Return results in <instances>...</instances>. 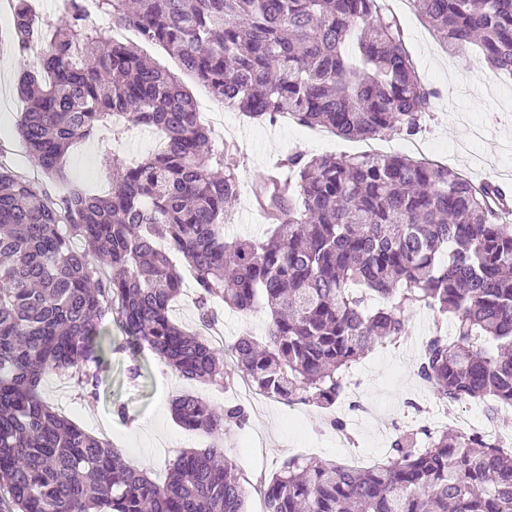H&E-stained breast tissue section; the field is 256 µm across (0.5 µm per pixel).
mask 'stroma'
Returning a JSON list of instances; mask_svg holds the SVG:
<instances>
[{
    "mask_svg": "<svg viewBox=\"0 0 512 512\" xmlns=\"http://www.w3.org/2000/svg\"><path fill=\"white\" fill-rule=\"evenodd\" d=\"M381 5L399 19L423 82L438 92L423 131L413 137L347 139L285 117L258 122L237 111L227 112L224 103L197 78L182 71L178 59L163 46L144 44L151 59L177 74L197 110L225 121L223 128L214 129L213 136L234 145L240 183L238 198L227 207L225 230L229 235L250 239L265 234L268 223L253 206L252 189L272 165L296 150L338 157L362 153L425 157L458 170L473 182L489 180L512 193V78L483 65L476 48H466L460 55L449 52L419 15L413 0H381ZM10 17L7 0H0V65L19 74L36 67L37 58L14 50ZM20 106L15 85L0 88V162L38 189L56 192L58 184L42 175L17 133ZM112 164L98 138L77 144L66 156V170L73 181L99 193L109 188L104 172ZM220 313L226 339H235L246 330L260 338L267 333L270 318L265 309L241 312L224 305ZM435 319L428 308L410 307L405 342L375 348L353 366L359 396L373 405L376 413L358 418L348 413L347 402H339L337 408L346 414L348 434L341 446L336 443L337 431L324 425V413L315 406L290 407L261 396L247 397L236 392L231 382L187 381L147 351L110 355L99 372L98 396L87 394L65 373L47 375L40 394L87 432L115 442L128 465L147 471L159 482L180 452L204 447L202 436L183 429L171 416L172 399L186 391L217 409L227 402L250 407V426L224 435L229 456L246 477L274 470L282 458L292 454L366 467L385 459L395 436L394 422L407 415L415 425H424L426 418L417 415V407L437 402L434 391L417 377L414 360L421 341L432 333ZM134 365L142 368V376L136 380L127 374ZM121 406L127 412L123 421L116 415Z\"/></svg>",
    "mask_w": 512,
    "mask_h": 512,
    "instance_id": "35a3bbf8",
    "label": "stroma"
}]
</instances>
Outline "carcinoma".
Here are the masks:
<instances>
[{
  "mask_svg": "<svg viewBox=\"0 0 512 512\" xmlns=\"http://www.w3.org/2000/svg\"><path fill=\"white\" fill-rule=\"evenodd\" d=\"M114 27L158 43L224 104L260 120L288 116L349 139L413 136L436 91L421 81L397 17L378 0H99ZM448 50L474 46L512 76V0H417ZM17 49L38 71L18 82L19 133L48 178L67 180L66 151L102 128L145 125L157 150L118 157L111 191L48 197L0 165V512H245L247 480L221 435L248 408L217 410L186 393L182 427L211 439L185 451L159 484L112 443L53 410L45 376L68 372L95 397L101 367L143 348L189 380L244 377L268 398L328 413L351 365L407 331L420 303L440 315L416 374L440 402L512 408V225L509 196L444 165L405 155L287 158L289 186L254 188L271 235L224 234L239 182L191 96L138 48L104 37L82 0L55 20L15 0ZM198 321L215 300L265 307V340L243 334L233 364L169 315L185 278ZM377 296L385 304L369 307ZM120 342H104L105 322ZM450 322L452 332L443 329ZM265 512H512V451L472 433L424 427L396 436L369 467L284 458L261 480Z\"/></svg>",
  "mask_w": 512,
  "mask_h": 512,
  "instance_id": "cac0c4a2",
  "label": "carcinoma"
}]
</instances>
